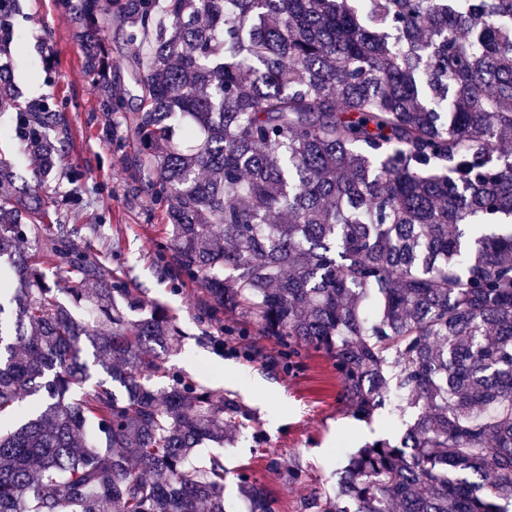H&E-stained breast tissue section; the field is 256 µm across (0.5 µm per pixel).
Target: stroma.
<instances>
[{"label": "stroma", "mask_w": 512, "mask_h": 512, "mask_svg": "<svg viewBox=\"0 0 512 512\" xmlns=\"http://www.w3.org/2000/svg\"><path fill=\"white\" fill-rule=\"evenodd\" d=\"M19 2L10 52L20 94L26 101L51 103L68 124V153L52 180L67 196L68 223L93 219L100 237L91 245L111 253L113 274L176 316L185 339L180 351L167 354L169 367L248 411V426L234 444L220 449L206 443L199 449L203 456L223 451L227 502L238 504V477L244 473L273 491L277 512H301L303 499L314 489L335 484L337 447L394 435L400 420L387 412L369 424L353 419L339 401L340 384L324 356L305 351L287 366L280 345L256 327H244L237 315H224L212 328V335L223 336L224 350L211 349L197 319L203 296L199 284L180 277L159 248L165 215L151 204L136 164L138 146L130 127L134 100L126 98L121 109L105 117L99 92L82 69L74 26L58 0ZM243 332L261 348V356L244 352ZM292 467L301 471L299 482L288 479Z\"/></svg>", "instance_id": "1"}]
</instances>
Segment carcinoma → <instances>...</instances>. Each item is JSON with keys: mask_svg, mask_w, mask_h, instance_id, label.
<instances>
[{"mask_svg": "<svg viewBox=\"0 0 512 512\" xmlns=\"http://www.w3.org/2000/svg\"><path fill=\"white\" fill-rule=\"evenodd\" d=\"M110 115L112 27L166 249L348 414L405 429L342 452L304 512H512V0H61ZM48 183L62 115L0 108ZM47 238L29 254V236ZM0 153V512H231L246 411L168 367L183 332ZM246 512H276L243 475ZM110 41L112 42V84L117 93L132 91L133 82L129 61L137 53L135 43L127 41L125 36L112 27ZM126 90V91H125ZM132 94H135L132 91Z\"/></svg>", "mask_w": 512, "mask_h": 512, "instance_id": "obj_1", "label": "carcinoma"}]
</instances>
